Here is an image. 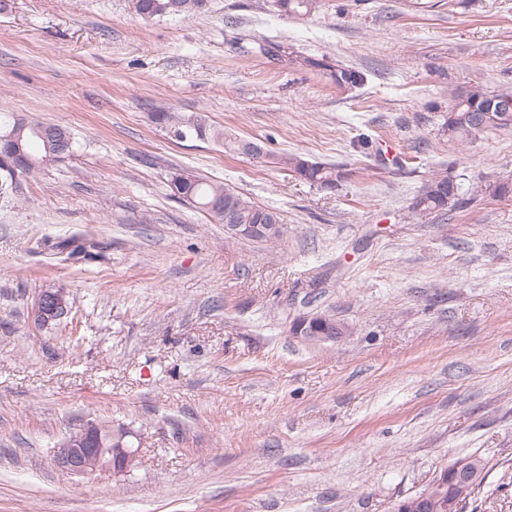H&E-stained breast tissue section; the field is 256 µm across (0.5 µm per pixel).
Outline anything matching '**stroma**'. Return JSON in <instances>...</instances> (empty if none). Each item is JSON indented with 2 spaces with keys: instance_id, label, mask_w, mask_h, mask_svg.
I'll return each mask as SVG.
<instances>
[{
  "instance_id": "1",
  "label": "stroma",
  "mask_w": 512,
  "mask_h": 512,
  "mask_svg": "<svg viewBox=\"0 0 512 512\" xmlns=\"http://www.w3.org/2000/svg\"><path fill=\"white\" fill-rule=\"evenodd\" d=\"M473 85L512 87V0H320L307 18L209 0L149 22L131 0H6L0 110L75 145L0 199V512H393L468 455L489 472L467 512H512V194L484 191L512 182V130L441 132ZM158 108L346 177L323 191L175 140ZM176 168L281 211V245L176 199ZM445 172L470 204L411 213ZM46 289L72 309L41 327ZM322 312L347 334L293 335ZM104 419L137 432L134 468L55 469L65 436Z\"/></svg>"
}]
</instances>
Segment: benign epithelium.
<instances>
[{"label":"benign epithelium","mask_w":512,"mask_h":512,"mask_svg":"<svg viewBox=\"0 0 512 512\" xmlns=\"http://www.w3.org/2000/svg\"><path fill=\"white\" fill-rule=\"evenodd\" d=\"M70 304L67 295L59 290L43 291L34 304L32 317L39 326L66 316ZM323 328L313 329L309 322L298 328V334L311 341L334 340L343 334V326L329 316L322 317ZM136 453L130 448H104L98 425L91 424L70 433L53 454V464L59 470L83 475L98 468H111L121 473L135 463ZM469 480L459 476L448 477V469L443 468L423 491L400 500L398 512H459L464 504Z\"/></svg>","instance_id":"obj_1"}]
</instances>
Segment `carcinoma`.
<instances>
[{
  "mask_svg": "<svg viewBox=\"0 0 512 512\" xmlns=\"http://www.w3.org/2000/svg\"><path fill=\"white\" fill-rule=\"evenodd\" d=\"M208 0H132L135 13L145 21L172 16H193L207 7ZM319 0H279V7L287 14L306 15L313 12ZM153 123L165 129H182L188 137L199 140L213 139L224 142L230 152L241 153L243 140L227 139L214 130L206 119L196 113L185 114L159 109L151 113ZM512 130V90L490 91L472 86L458 94L448 106L443 133L448 141L464 143L478 139L494 130ZM9 134L6 143H0V154L11 159V166L0 161V195H16L21 183L35 176L41 169L62 160L57 143L72 139L71 132L59 124L30 121L15 113H0V134ZM263 163L282 166L301 179L323 190L336 188L342 180V168L332 164L312 162L297 154L276 155L264 153ZM170 187L177 199L217 218L222 224H272L274 228L260 234L256 240L277 244L284 235L279 212L256 205L232 187L210 181L190 169L171 172ZM465 204L456 179L450 175H437L426 181L414 197L411 210L415 213L437 212L445 215ZM105 443L128 447L133 441L121 439L122 426L102 425Z\"/></svg>",
  "mask_w": 512,
  "mask_h": 512,
  "instance_id": "carcinoma-1",
  "label": "carcinoma"
}]
</instances>
